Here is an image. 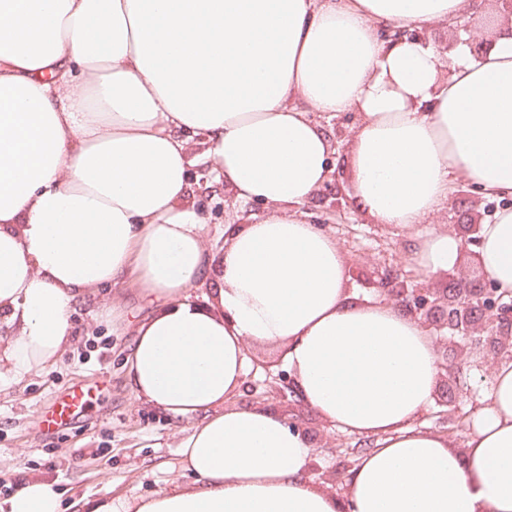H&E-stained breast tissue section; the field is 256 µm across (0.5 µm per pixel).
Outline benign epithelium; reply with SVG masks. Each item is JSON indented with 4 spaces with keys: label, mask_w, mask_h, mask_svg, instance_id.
Returning <instances> with one entry per match:
<instances>
[{
    "label": "benign epithelium",
    "mask_w": 512,
    "mask_h": 512,
    "mask_svg": "<svg viewBox=\"0 0 512 512\" xmlns=\"http://www.w3.org/2000/svg\"><path fill=\"white\" fill-rule=\"evenodd\" d=\"M380 36L425 39L424 33L414 26L389 27L381 30ZM377 286L388 299L401 303L424 326L460 333L463 356L481 347L512 355V302L503 301L489 277L475 284L461 280L452 301L427 288L409 287L390 266L378 271Z\"/></svg>",
    "instance_id": "benign-epithelium-1"
}]
</instances>
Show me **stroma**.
Segmentation results:
<instances>
[{
	"label": "stroma",
	"instance_id": "stroma-1",
	"mask_svg": "<svg viewBox=\"0 0 512 512\" xmlns=\"http://www.w3.org/2000/svg\"><path fill=\"white\" fill-rule=\"evenodd\" d=\"M191 202L207 219L208 244L224 246V226L235 218L236 209L223 187L215 184L210 161L193 155ZM329 200L313 199L309 214L325 213V229L344 247L349 260V288L359 297L379 299L376 270L398 269L410 284H420L444 296H454L460 279L475 281L483 271L472 254H463L458 267L422 279L408 256L406 236L399 228L375 224L356 210L338 214ZM489 220L482 203L476 202L468 182H457L448 205L436 218L460 236L472 224ZM97 302L86 299L72 313V345L45 371L32 374L0 390V502L9 498L28 479L54 482L64 504L82 497L146 496L177 484L195 485L196 476L180 467V445L191 425L169 417L138 401L126 380L124 356L130 337L116 336L107 322L96 321ZM444 364L433 408L418 418L419 428L447 434L457 447H464L471 413L482 405L487 380L498 355L484 351L465 365L457 364L455 345L437 346ZM250 372L240 393L229 398L232 406H269L284 419L297 421L315 442L310 478L321 486L344 494L346 479L359 456L368 449L367 439L330 428L299 398L281 397L278 376L285 368L278 356L260 349L249 352ZM97 382L98 400L70 425L45 431L41 416L65 388Z\"/></svg>",
	"mask_w": 512,
	"mask_h": 512
}]
</instances>
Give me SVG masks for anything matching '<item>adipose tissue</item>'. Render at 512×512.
<instances>
[{
	"instance_id": "obj_1",
	"label": "adipose tissue",
	"mask_w": 512,
	"mask_h": 512,
	"mask_svg": "<svg viewBox=\"0 0 512 512\" xmlns=\"http://www.w3.org/2000/svg\"><path fill=\"white\" fill-rule=\"evenodd\" d=\"M479 0H0V385L64 352L80 299L132 280L134 395L194 419L181 445L199 486L89 498L77 512H512V359L490 374L464 448L415 427L435 401L433 338L395 303L348 287L338 240L303 210L329 180L332 141L310 112H353L352 206L409 230L429 277L461 260L433 225L456 180L512 198V23L445 70L431 44L380 29L454 26ZM258 218L212 251L190 203V156ZM475 259L512 296V208ZM205 285L206 304L190 291ZM279 353L333 429L374 439L344 495L308 475L312 443L273 409L229 407L247 350ZM0 512H64L26 481Z\"/></svg>"
}]
</instances>
